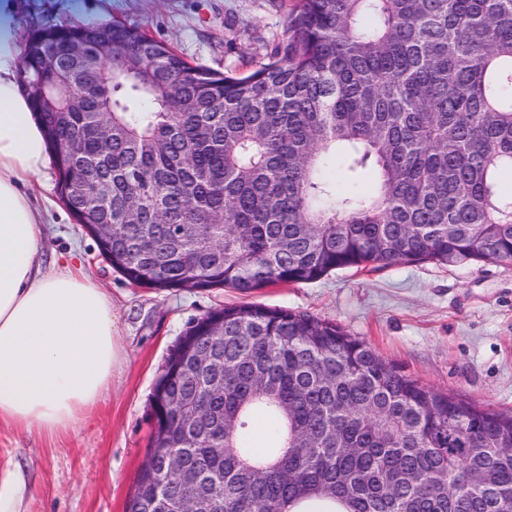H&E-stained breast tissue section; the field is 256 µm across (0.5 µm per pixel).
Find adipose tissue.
<instances>
[{"label": "adipose tissue", "mask_w": 512, "mask_h": 512, "mask_svg": "<svg viewBox=\"0 0 512 512\" xmlns=\"http://www.w3.org/2000/svg\"><path fill=\"white\" fill-rule=\"evenodd\" d=\"M18 0H0V420L68 432L91 415L118 361V320L80 267L43 258L36 205L50 164L44 128L20 88Z\"/></svg>", "instance_id": "obj_1"}]
</instances>
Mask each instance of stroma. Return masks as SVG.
<instances>
[{"label":"stroma","instance_id":"stroma-1","mask_svg":"<svg viewBox=\"0 0 512 512\" xmlns=\"http://www.w3.org/2000/svg\"><path fill=\"white\" fill-rule=\"evenodd\" d=\"M21 0L24 32L120 22L170 45L193 65L243 72L266 62L296 0ZM46 260L74 256L109 294L121 359L90 420L47 437L0 422V467L26 471L25 512H127L146 461L151 395L170 351L196 319L242 302L230 288L136 287L101 256L95 239L60 200L48 167L38 196ZM251 302L311 313L366 340L430 389L480 407L512 411V262L465 265L426 260L379 269L336 270L308 284L276 283Z\"/></svg>","mask_w":512,"mask_h":512}]
</instances>
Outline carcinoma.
I'll list each match as a JSON object with an SVG mask.
<instances>
[{
  "instance_id": "1",
  "label": "carcinoma",
  "mask_w": 512,
  "mask_h": 512,
  "mask_svg": "<svg viewBox=\"0 0 512 512\" xmlns=\"http://www.w3.org/2000/svg\"><path fill=\"white\" fill-rule=\"evenodd\" d=\"M112 27L109 81L84 111L32 108L65 136L107 120L112 151L48 142L62 201L129 284L232 288L333 270L512 261V0H298L248 74L192 66L121 24L45 27L66 44ZM38 75L24 53L19 79ZM370 169L369 194L330 172ZM112 199L97 200V181ZM224 360L219 375L196 356ZM150 454L128 512H512V413L438 393L341 325L241 303L197 319L151 396ZM263 424L265 446L252 430ZM201 476L154 498L158 449ZM494 485L469 497L465 474Z\"/></svg>"
}]
</instances>
